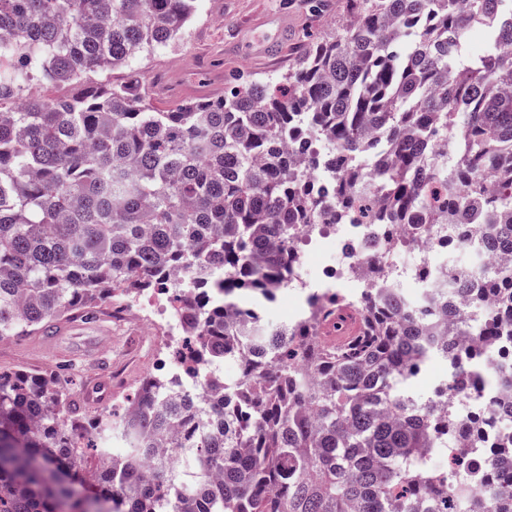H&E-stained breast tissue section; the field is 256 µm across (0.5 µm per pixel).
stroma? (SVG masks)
I'll return each mask as SVG.
<instances>
[{"mask_svg": "<svg viewBox=\"0 0 512 512\" xmlns=\"http://www.w3.org/2000/svg\"><path fill=\"white\" fill-rule=\"evenodd\" d=\"M345 0H198L182 40L117 69L114 81L136 77L149 87L156 106L214 100L232 86L272 78L290 67L300 51L323 39L343 18ZM93 325L56 321L57 345L44 335L10 337L0 350V371L67 369L70 386L93 391L82 421L94 428L99 415L123 414L130 395L162 367V349L141 339L137 323H120L101 305Z\"/></svg>", "mask_w": 512, "mask_h": 512, "instance_id": "35a3bbf8", "label": "stroma"}]
</instances>
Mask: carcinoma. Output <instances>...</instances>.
Returning a JSON list of instances; mask_svg holds the SVG:
<instances>
[{
	"label": "carcinoma",
	"mask_w": 512,
	"mask_h": 512,
	"mask_svg": "<svg viewBox=\"0 0 512 512\" xmlns=\"http://www.w3.org/2000/svg\"><path fill=\"white\" fill-rule=\"evenodd\" d=\"M197 0H0V338L90 318L103 302L163 291L193 343L173 350L192 379L168 405L171 374L147 378L123 419L97 428L119 448L88 468L83 399L53 372L0 375V512H431L471 486L474 468L432 449L461 434L453 413L411 389L435 357L441 389L507 384L504 434L476 459L495 493L474 512H512V267L450 269L454 294L422 317L393 283L310 300L305 316L268 327L269 283L286 281L300 224L327 220L313 175L285 143L321 139L336 170V209L397 231L461 224L512 210V0H346L327 39L271 81L213 101L158 109L136 81L100 76L177 43ZM486 29L478 58L463 34ZM414 49L397 47L407 36ZM77 85L73 96L29 93L33 81ZM512 253V221L483 226L472 245ZM359 325L344 345L324 328ZM238 356L237 376L219 366ZM191 455L146 477L143 461L172 439Z\"/></svg>",
	"instance_id": "obj_1"
}]
</instances>
